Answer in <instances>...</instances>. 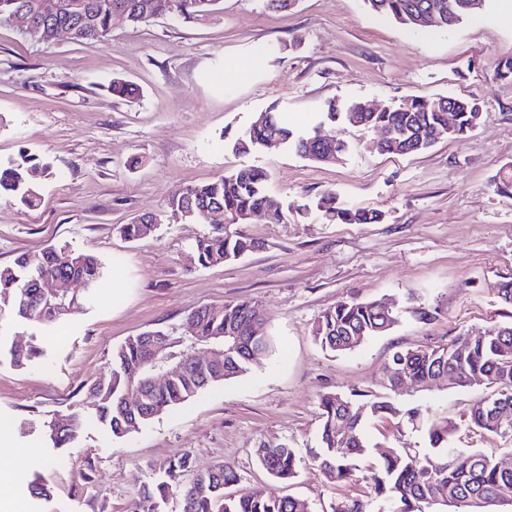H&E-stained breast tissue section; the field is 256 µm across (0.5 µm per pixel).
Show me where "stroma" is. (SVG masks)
<instances>
[{
	"label": "stroma",
	"mask_w": 512,
	"mask_h": 512,
	"mask_svg": "<svg viewBox=\"0 0 512 512\" xmlns=\"http://www.w3.org/2000/svg\"><path fill=\"white\" fill-rule=\"evenodd\" d=\"M258 56L249 82L225 79L235 57ZM512 59V0L448 32L422 36L374 15L363 0H299L284 12L266 0H221L204 20L162 16L114 30L104 43L60 36L42 44L0 26V161L28 154L53 175L26 207L0 197V267L50 245L94 254L107 275L94 299L52 326L0 312V347L40 342L44 354L24 366L0 356V422L11 428L0 469L20 487L42 476L50 499L22 497L20 512H178L177 498L141 496L159 468L186 455L201 469L235 468L240 490L259 489L335 512L358 497L377 512L374 461L353 480L334 484L311 464L318 402L327 392L382 393L394 347L443 345L464 331L512 322L499 282L512 279V193L497 191L512 167V78L497 74ZM139 89L113 97L110 80ZM479 98L481 123L425 152L396 156L368 149L374 130L323 126L350 149L333 163H312L281 147L237 155L227 140L253 117L275 112L312 126L329 101H392L440 95ZM139 155L143 163L129 168ZM259 166L270 196L296 206L334 190L347 204L383 215L374 224H327L317 214L285 223L253 219L245 234L258 246L243 258L200 266L192 248L205 224L165 219L130 241L117 227L163 211L167 198L226 172ZM391 299L399 324L342 354L323 351L312 330L339 301ZM256 302L273 336V352L245 375L218 383L155 417L138 432L112 437L97 421L90 385L112 371V353L129 337L181 327L199 306ZM487 385L400 389L391 400L446 417L451 445L512 461V436L467 422ZM79 412L78 438L53 447L51 420ZM285 442L300 459L296 478L262 470L259 442Z\"/></svg>",
	"instance_id": "stroma-1"
}]
</instances>
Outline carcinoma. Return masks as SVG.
Masks as SVG:
<instances>
[{
  "mask_svg": "<svg viewBox=\"0 0 512 512\" xmlns=\"http://www.w3.org/2000/svg\"><path fill=\"white\" fill-rule=\"evenodd\" d=\"M41 0H0V25L26 10L40 16L44 27L52 29L70 25L82 31L79 41L100 42L117 27L145 23L168 15L184 20L210 16L220 0H60V12L43 15ZM374 14L393 19L415 31L409 16L426 9L433 0H363ZM456 121L448 127V108ZM483 110L474 99L453 95L412 98L379 107L372 111L364 103L344 105L330 102L320 113V120L309 131H298L280 120L273 112H261L250 126L229 142L232 152L249 154L276 138L286 148L315 163L332 162L348 150V143L336 137L320 138L319 127L329 123L342 127L357 124L363 129L390 128L396 133L394 145L385 153L411 155L421 153L442 139L460 138L481 122ZM52 174L47 163L24 156L21 160L0 162V196H10L24 206L33 207L39 199L37 179ZM267 173L259 168H241L209 182L192 185L169 197L164 214L171 217L186 209L193 215L190 224L211 225V231L194 242L200 265L222 264L239 259L256 248L257 242L238 229L254 217L268 224H282L286 219L283 206L267 193ZM315 210L328 223L372 224L380 214L342 203L336 192H322ZM161 216L141 215L140 219L120 225L121 234L138 240L157 228ZM104 276L99 260L91 253L75 252L65 247H48L37 255L22 254L14 264L0 267V310L9 309L18 317L49 326L60 316L58 307L71 302L88 301ZM44 277L60 280L64 287L49 299H42L38 283ZM260 314L256 303L242 300L219 308L198 307L188 312L194 323L193 334H176L155 329L147 332L166 352L182 354L198 342L220 341L225 336L240 337L237 349L204 369L188 367L159 385L130 380V370L147 358V343L142 335L128 338L113 352L109 377L96 381L90 391L97 399L99 423L115 438L136 432L153 418L194 399L210 385L239 377L254 363L253 350L265 355L270 339L255 334L250 324ZM400 310L392 307L385 313L373 299L342 300L325 311L313 328L317 344L329 353L353 351L373 336L390 331L399 322ZM12 362L21 366L42 354L32 343L26 348L9 350ZM395 373L385 384L396 382L401 372L411 379L412 387L429 388L441 370L456 374L460 380L475 378L493 388L491 399H481L469 410L470 426L493 434H512V323L495 324L480 334L461 333L446 345L413 346L397 349ZM318 447L310 460L324 477L341 482L354 476V460L374 448L376 468L373 472L374 494L379 512H422V505H452L462 512H479L492 505L512 506V471L504 470L499 461L474 449L457 452L449 446L456 425L447 418H430L423 422L428 441L427 453L417 456L406 449L376 443L364 438L366 426L373 420L399 419L413 424L420 411L403 409L386 397L355 392L323 394L318 403ZM67 427L49 428L54 447L73 442L82 427L76 412L68 414ZM352 428L349 436L343 430ZM259 464L274 478L290 481L297 476L298 459L286 443H262L256 450ZM239 477L228 465L195 468L188 456L168 462L155 481L143 487L141 494L161 503L177 495L182 512H312L308 505L290 495L270 497L260 490L237 494L228 488Z\"/></svg>",
  "mask_w": 512,
  "mask_h": 512,
  "instance_id": "cac0c4a2",
  "label": "carcinoma"
}]
</instances>
